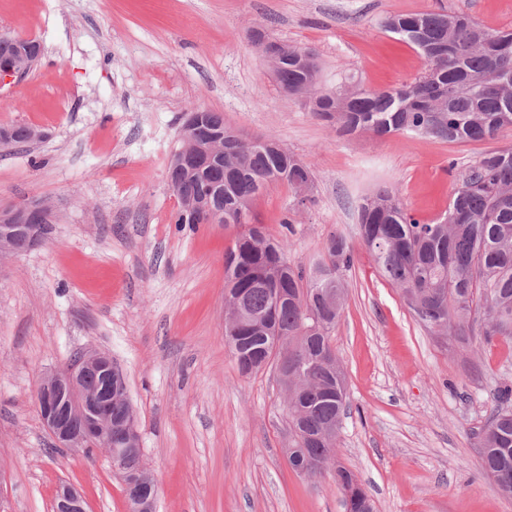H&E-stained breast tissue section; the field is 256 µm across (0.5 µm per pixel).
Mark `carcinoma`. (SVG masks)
<instances>
[{
	"instance_id": "carcinoma-1",
	"label": "carcinoma",
	"mask_w": 512,
	"mask_h": 512,
	"mask_svg": "<svg viewBox=\"0 0 512 512\" xmlns=\"http://www.w3.org/2000/svg\"><path fill=\"white\" fill-rule=\"evenodd\" d=\"M424 58L426 71L388 91L364 89L350 79L320 87L315 50L282 44L275 79L288 97L346 134L403 133L421 138L477 142L512 126V31L483 27L446 10L396 14L381 22ZM214 141L224 143V191L210 200L218 221L242 228L224 254L225 288L245 296L227 303L226 342L247 344L234 356L241 374L281 361L286 365L290 441L295 469L307 477L332 476L345 512H365L370 496L348 469L332 466L337 435L347 412L345 375L331 344L346 303L343 273L352 249L332 236L309 267L296 265L288 243L251 222L252 201L270 184L284 182L309 199L313 174L273 136L247 139L224 125V114L204 110ZM179 200L177 224H202V177L167 167ZM358 234L378 273L401 292L416 320L437 336L468 342L481 322L486 343H512V148L484 154L459 179L448 210L435 220L415 218L392 187L382 185L359 201ZM127 385L112 381V417L123 415ZM497 408L478 434L481 466L494 492L512 498V386L498 387ZM127 466L145 488L154 479L142 450L129 451Z\"/></svg>"
}]
</instances>
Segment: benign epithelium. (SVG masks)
Segmentation results:
<instances>
[{
  "label": "benign epithelium",
  "mask_w": 512,
  "mask_h": 512,
  "mask_svg": "<svg viewBox=\"0 0 512 512\" xmlns=\"http://www.w3.org/2000/svg\"><path fill=\"white\" fill-rule=\"evenodd\" d=\"M41 54V43L31 38L20 39L15 57H0V85L21 78L25 62ZM0 223L22 225L28 232L29 248L36 249L46 242L51 209L42 202H25L0 212ZM108 360L110 357L105 353L84 352L72 367L56 369L45 376L38 386L36 402L42 422L57 447L74 451L104 450L111 460L112 470L126 479L125 487L132 489L136 479L124 474L126 449L123 444L128 434L136 429L133 411H128L123 426H112V391H90L83 382L87 372ZM55 512H86L83 496L69 485L62 486Z\"/></svg>",
  "instance_id": "benign-epithelium-1"
}]
</instances>
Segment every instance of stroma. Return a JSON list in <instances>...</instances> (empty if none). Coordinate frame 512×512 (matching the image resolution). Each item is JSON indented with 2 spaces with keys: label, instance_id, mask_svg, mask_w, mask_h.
I'll list each match as a JSON object with an SVG mask.
<instances>
[{
  "label": "stroma",
  "instance_id": "stroma-1",
  "mask_svg": "<svg viewBox=\"0 0 512 512\" xmlns=\"http://www.w3.org/2000/svg\"><path fill=\"white\" fill-rule=\"evenodd\" d=\"M439 8L512 29V0H0V33L44 47L0 88V125L47 134L0 150V207L42 199L53 217L48 242L0 276V512H54L63 484L88 512H128L107 455L53 450L35 403L43 377L86 349L108 352L126 377L155 512H345L330 478L288 463L274 369L241 375L225 343L236 228L175 221L168 158L196 108L274 136L313 172L306 204L277 183L251 206L295 264L334 235L353 250L332 332L349 404L336 458L375 512H512L476 439L495 389L512 385V345L475 333L462 347L418 324L378 275L355 208L385 184L411 214L436 219L471 163L512 147V127L466 143L345 134L281 91L252 38L260 29L313 47L325 87L342 73L387 90L427 64L380 19Z\"/></svg>",
  "mask_w": 512,
  "mask_h": 512
}]
</instances>
